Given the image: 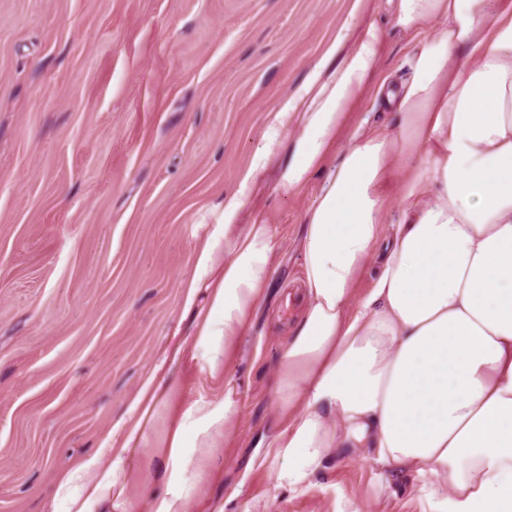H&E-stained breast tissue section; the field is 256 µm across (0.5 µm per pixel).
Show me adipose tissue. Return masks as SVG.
Segmentation results:
<instances>
[{"mask_svg":"<svg viewBox=\"0 0 512 512\" xmlns=\"http://www.w3.org/2000/svg\"><path fill=\"white\" fill-rule=\"evenodd\" d=\"M395 27L418 36L411 77L377 80L381 40L369 27L321 83L270 119L259 163L241 177L248 198L261 165L283 157L288 193L314 172L353 104L374 88L396 123L361 122L328 172L303 238V303L271 377L268 431L251 465L304 491L335 454L390 474L433 481L441 512H512V0H390ZM294 126L293 141L281 139ZM203 247L197 281L209 302L177 357L217 377L270 283L273 219L254 210ZM394 230L355 299L384 224ZM173 387L140 393L139 416L108 465L89 460L62 487L72 512L111 502L132 512L129 475ZM240 415V391L202 395L171 416L154 450L162 488L147 512H195Z\"/></svg>","mask_w":512,"mask_h":512,"instance_id":"adipose-tissue-1","label":"adipose tissue"}]
</instances>
